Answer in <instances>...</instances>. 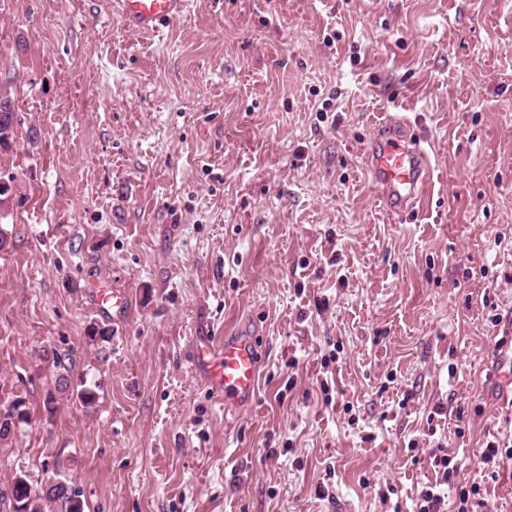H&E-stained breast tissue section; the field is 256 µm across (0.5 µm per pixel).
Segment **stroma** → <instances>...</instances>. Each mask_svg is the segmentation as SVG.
Listing matches in <instances>:
<instances>
[{
  "label": "stroma",
  "instance_id": "stroma-1",
  "mask_svg": "<svg viewBox=\"0 0 512 512\" xmlns=\"http://www.w3.org/2000/svg\"><path fill=\"white\" fill-rule=\"evenodd\" d=\"M1 87L0 406L31 420L0 490L50 460L85 512H413L441 449L512 512V460L482 458L512 445V0H190L150 33L0 0ZM403 115L434 170L395 214L367 150ZM112 286L117 325L89 302ZM239 323L259 389L231 418L190 361ZM45 349L94 408L46 415Z\"/></svg>",
  "mask_w": 512,
  "mask_h": 512
}]
</instances>
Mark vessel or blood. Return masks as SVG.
Here are the masks:
<instances>
[{"label": "vessel or blood", "mask_w": 512, "mask_h": 512, "mask_svg": "<svg viewBox=\"0 0 512 512\" xmlns=\"http://www.w3.org/2000/svg\"><path fill=\"white\" fill-rule=\"evenodd\" d=\"M121 15L136 31H151L167 25L187 10L189 0H117ZM368 168L380 198L391 209L414 211L421 207L429 189L433 162L422 138L413 137L410 122L399 117L378 125L368 153ZM100 313L120 318L127 297L120 290L99 295ZM259 352L254 336L244 326L225 331L223 341L199 339L192 367L204 380L225 412L250 405L258 392Z\"/></svg>", "instance_id": "vessel-or-blood-1"}]
</instances>
